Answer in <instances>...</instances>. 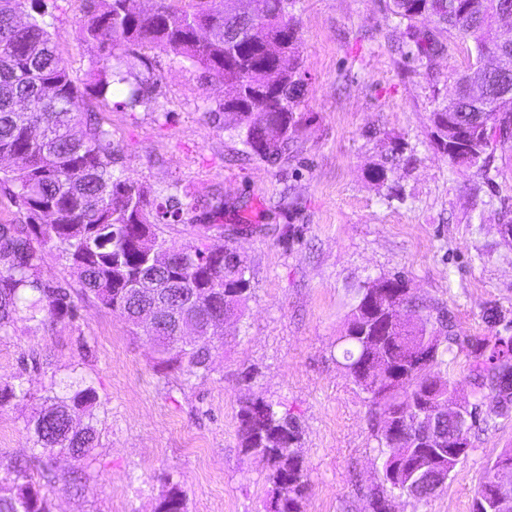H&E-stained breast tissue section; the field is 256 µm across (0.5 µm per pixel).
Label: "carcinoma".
Returning <instances> with one entry per match:
<instances>
[{
  "instance_id": "obj_1",
  "label": "carcinoma",
  "mask_w": 512,
  "mask_h": 512,
  "mask_svg": "<svg viewBox=\"0 0 512 512\" xmlns=\"http://www.w3.org/2000/svg\"><path fill=\"white\" fill-rule=\"evenodd\" d=\"M35 0H0V158L21 165L0 178L24 210L26 223L0 224V333L30 322L50 331L75 315L74 297L92 299L141 330V314L152 310L155 297L168 299L172 312L201 328L206 339L181 346L173 320L158 322L153 332L156 367L175 370L190 380L211 371L223 334L208 337L215 314L243 316L250 281L245 269L224 263V247L184 244L167 246L157 225L175 222L182 202L178 185L150 198L143 185L113 173L112 134L94 107H107L112 85L127 86L119 106L134 110L152 100L156 80L141 54L159 49L200 69L203 78L224 87L219 111L233 121L235 133L250 153L277 164L288 159L302 125L298 112L303 80L301 41L292 14L295 0H254V15L243 18L225 8V0H155L150 15L133 0H89L79 20L82 39L96 50L95 70L82 87L57 52L44 12L28 7ZM512 0H389L414 46V57L429 60L445 49L443 39L470 43L476 62L458 74L456 94L431 112L432 137L453 165L475 169L484 183L494 182L495 151L512 143V33L502 38L497 9ZM433 25L429 30L426 25ZM279 44L269 56L267 44ZM137 59L142 70L124 62ZM279 69L277 89L264 82L265 70ZM281 132H261L263 117ZM395 145L386 164L372 178L387 181L388 167L399 163ZM54 251L74 270L79 289L53 287L40 277L45 251ZM148 279L153 288L134 289ZM404 306L411 317L395 320ZM448 345L440 348V336ZM342 366L363 392L377 422V460L382 480L369 493L371 512H384L396 496L423 501L445 482L470 449L476 416L457 401V383L440 367L454 355L456 336L447 312L418 301L400 277L380 276L359 289L347 317ZM475 393L489 389L503 406L512 402V336H499L487 361L476 366ZM98 395L84 381L66 393L47 397V404L27 423L33 438L32 458L69 456L77 466L69 487L79 490L84 461L97 442L93 424ZM448 408L450 431L458 448L426 442L420 413ZM88 422H77L76 413ZM238 438L246 454L259 455L269 466L273 512H301L307 489L298 452L302 428L296 418L260 398H247L238 411ZM512 468V448L489 466L473 512H498L496 478ZM49 478L34 480L27 462L9 471L0 487V512H51L44 488ZM156 512H186L176 485L163 494Z\"/></svg>"
}]
</instances>
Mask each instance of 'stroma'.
Here are the masks:
<instances>
[{
	"instance_id": "35a3bbf8",
	"label": "stroma",
	"mask_w": 512,
	"mask_h": 512,
	"mask_svg": "<svg viewBox=\"0 0 512 512\" xmlns=\"http://www.w3.org/2000/svg\"><path fill=\"white\" fill-rule=\"evenodd\" d=\"M387 4L296 0L304 120L276 165L208 118L223 87L173 55L146 53L157 79L149 105L124 110L114 88L101 118L116 171L154 192L177 184L183 211L164 238L232 247L250 290L210 374L187 382L158 372L152 342L88 299L52 331L20 322L0 334V386L30 393L0 408V473L29 457L24 425L51 381L83 378L100 397L98 444L79 492L65 485L69 457L32 464L57 476L52 512H155L174 485L188 512H270L268 464L239 445L237 412L249 397L280 405L302 426L303 512H370L365 494L381 480L377 442L336 339L358 288L379 276H401L420 299L449 310L458 343L448 375L460 400L474 402L472 351L512 323V245L499 230L512 209V170L478 185L474 170L450 164L431 142L430 113L475 53L452 40L429 60L406 57V26ZM44 10L72 76L86 82L94 53L79 35L83 0H44ZM395 142L404 150L389 175L400 190L392 198L370 173ZM218 190L224 209L207 212ZM470 440L434 496L397 498L391 512H472L489 462L512 446V407L484 399Z\"/></svg>"
}]
</instances>
